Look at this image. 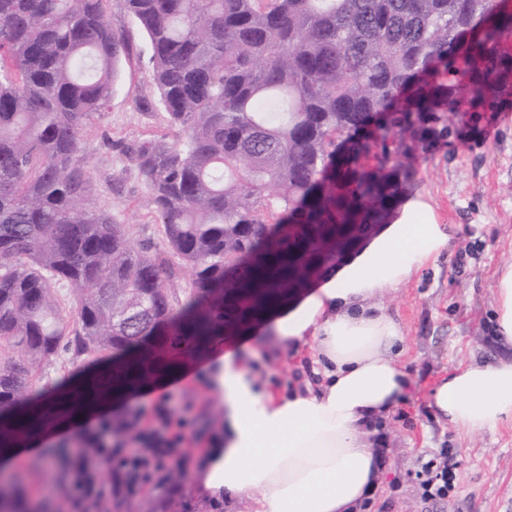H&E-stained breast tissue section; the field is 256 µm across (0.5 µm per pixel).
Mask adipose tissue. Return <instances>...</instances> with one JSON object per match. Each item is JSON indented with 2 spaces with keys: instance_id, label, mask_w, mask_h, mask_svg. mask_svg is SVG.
<instances>
[{
  "instance_id": "1",
  "label": "adipose tissue",
  "mask_w": 512,
  "mask_h": 512,
  "mask_svg": "<svg viewBox=\"0 0 512 512\" xmlns=\"http://www.w3.org/2000/svg\"><path fill=\"white\" fill-rule=\"evenodd\" d=\"M449 243V225L423 196L411 197L314 287L263 316L272 358L298 362L295 383L259 378L252 356L214 344L224 445L195 469L203 486L228 502L251 500L254 512H359L380 469L369 430L410 388L393 355L400 326L371 298L406 285ZM493 287L497 329L512 342V260L499 266ZM431 397L463 432L512 424V361L459 364Z\"/></svg>"
}]
</instances>
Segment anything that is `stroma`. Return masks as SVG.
<instances>
[{
  "label": "stroma",
  "instance_id": "1",
  "mask_svg": "<svg viewBox=\"0 0 512 512\" xmlns=\"http://www.w3.org/2000/svg\"><path fill=\"white\" fill-rule=\"evenodd\" d=\"M107 9L128 50L106 110L80 135L79 158L95 187L92 206L122 225L133 245L161 252L163 227L132 150L146 138L172 141L177 131L150 91L145 32L124 0H109ZM415 165L410 194L426 196L440 223L460 230L436 264L372 297L400 324V359L412 386L406 402L378 423L381 477L365 512H512V426L466 434L431 404L435 386L459 364L512 360V343L496 330L492 288L497 267L512 259V119L490 128L458 124L448 141L417 149ZM443 451L454 486L446 498L423 500L417 473Z\"/></svg>",
  "mask_w": 512,
  "mask_h": 512
}]
</instances>
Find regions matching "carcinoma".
<instances>
[{"label": "carcinoma", "instance_id": "1", "mask_svg": "<svg viewBox=\"0 0 512 512\" xmlns=\"http://www.w3.org/2000/svg\"><path fill=\"white\" fill-rule=\"evenodd\" d=\"M151 48L150 85L178 138L133 158L166 251L91 209L80 133L112 97L125 51L107 0H0V456L47 413L42 364L125 376L197 360L257 308L303 288L414 180L412 152L512 107V0H125ZM192 272L173 302L174 264ZM73 289L66 314L54 285ZM93 384L62 397L77 417ZM128 406L14 458L0 512H170L189 464L224 435ZM53 476L54 494L28 477Z\"/></svg>", "mask_w": 512, "mask_h": 512}]
</instances>
